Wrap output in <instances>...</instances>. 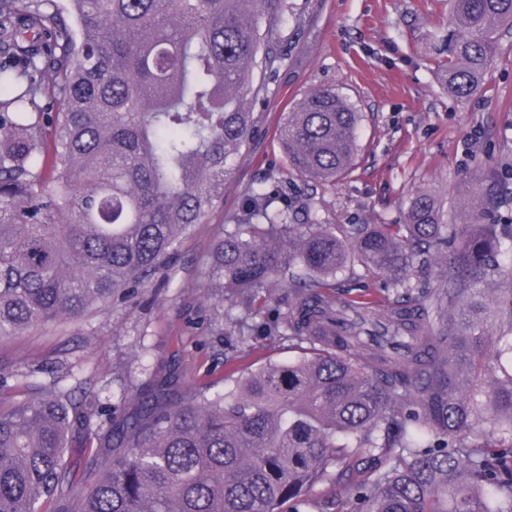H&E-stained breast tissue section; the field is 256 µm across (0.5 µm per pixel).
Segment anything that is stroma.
I'll use <instances>...</instances> for the list:
<instances>
[{
  "label": "stroma",
  "mask_w": 512,
  "mask_h": 512,
  "mask_svg": "<svg viewBox=\"0 0 512 512\" xmlns=\"http://www.w3.org/2000/svg\"><path fill=\"white\" fill-rule=\"evenodd\" d=\"M301 22L287 20L288 56L258 102L250 145L235 162L224 198L182 242L163 286L149 284L128 307L82 320L56 321L0 340V371L66 363L73 378L108 383L105 395L136 394L171 378L174 394L207 384L232 386L233 373L299 357L285 336L257 332L278 318L289 291L276 287L259 316L242 312L235 293L207 290L209 249L239 214L247 188L281 193L296 224H402L409 198L433 192L456 210L476 170H512V35L471 96L448 92L442 35L454 28L450 0H293ZM328 88L363 115L358 157L336 184L296 175L277 127L304 95ZM220 318L223 334L211 332ZM121 385H114V378Z\"/></svg>",
  "instance_id": "1"
}]
</instances>
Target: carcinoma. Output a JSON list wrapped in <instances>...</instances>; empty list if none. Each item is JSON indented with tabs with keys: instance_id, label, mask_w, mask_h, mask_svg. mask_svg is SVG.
I'll use <instances>...</instances> for the list:
<instances>
[{
	"instance_id": "obj_1",
	"label": "carcinoma",
	"mask_w": 512,
	"mask_h": 512,
	"mask_svg": "<svg viewBox=\"0 0 512 512\" xmlns=\"http://www.w3.org/2000/svg\"><path fill=\"white\" fill-rule=\"evenodd\" d=\"M289 0H0V338L112 311L168 273L224 197L265 75L286 60ZM448 92L478 90L512 31V0H453ZM361 115L307 93L279 131L289 167L336 183ZM502 178H474L492 213ZM359 264L386 311L335 293ZM436 272L424 284L413 272ZM209 286L292 291L281 323L304 351L232 388L166 382L104 402L32 367L0 404V512H282L319 482L378 464L342 512H512V225L445 224L418 190L404 224L291 223L260 189L211 245ZM98 418L100 423L92 425ZM94 485L75 487L72 438Z\"/></svg>"
}]
</instances>
